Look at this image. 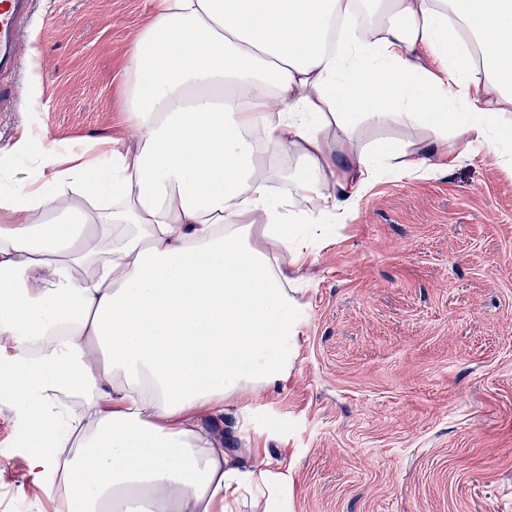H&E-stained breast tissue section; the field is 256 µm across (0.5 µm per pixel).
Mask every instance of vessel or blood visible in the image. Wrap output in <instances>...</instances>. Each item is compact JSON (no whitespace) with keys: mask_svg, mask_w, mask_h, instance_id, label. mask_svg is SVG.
<instances>
[{"mask_svg":"<svg viewBox=\"0 0 512 512\" xmlns=\"http://www.w3.org/2000/svg\"><path fill=\"white\" fill-rule=\"evenodd\" d=\"M36 20L37 0H0V77L21 75L18 46L24 30Z\"/></svg>","mask_w":512,"mask_h":512,"instance_id":"1","label":"vessel or blood"}]
</instances>
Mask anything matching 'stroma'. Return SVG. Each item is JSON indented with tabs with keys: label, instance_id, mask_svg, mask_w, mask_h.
I'll return each mask as SVG.
<instances>
[{
	"label": "stroma",
	"instance_id": "1",
	"mask_svg": "<svg viewBox=\"0 0 512 512\" xmlns=\"http://www.w3.org/2000/svg\"><path fill=\"white\" fill-rule=\"evenodd\" d=\"M149 0H39L0 109L60 148L121 129ZM291 376L218 426L289 476L288 512H512V173L492 147L380 179L319 250ZM0 402V512H57Z\"/></svg>",
	"mask_w": 512,
	"mask_h": 512
}]
</instances>
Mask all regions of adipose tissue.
I'll return each mask as SVG.
<instances>
[{"label": "adipose tissue", "instance_id": "obj_1", "mask_svg": "<svg viewBox=\"0 0 512 512\" xmlns=\"http://www.w3.org/2000/svg\"><path fill=\"white\" fill-rule=\"evenodd\" d=\"M122 112L0 155V401L77 512H280L206 422L288 379L305 271L384 172L512 139V0H152Z\"/></svg>", "mask_w": 512, "mask_h": 512}]
</instances>
